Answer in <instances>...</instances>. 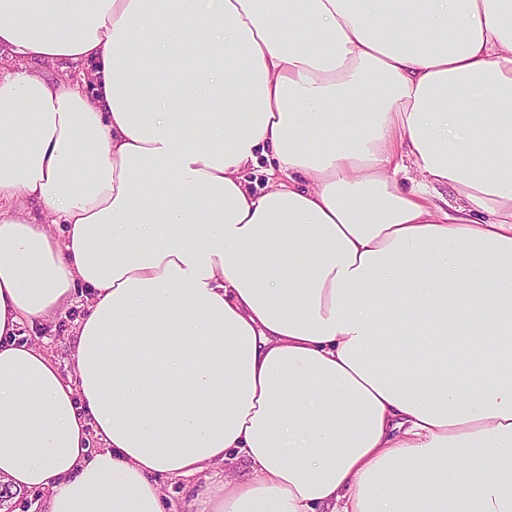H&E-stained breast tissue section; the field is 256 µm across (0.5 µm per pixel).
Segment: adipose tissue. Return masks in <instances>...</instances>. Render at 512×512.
<instances>
[{
  "instance_id": "adipose-tissue-1",
  "label": "adipose tissue",
  "mask_w": 512,
  "mask_h": 512,
  "mask_svg": "<svg viewBox=\"0 0 512 512\" xmlns=\"http://www.w3.org/2000/svg\"><path fill=\"white\" fill-rule=\"evenodd\" d=\"M1 48V482L512 512V0H0ZM78 288L66 374L15 336ZM29 68L30 71L42 75L46 78H57L62 81L73 79L77 74L74 65L69 62H45L42 65H35ZM191 482H187L178 478H166L162 480V490L167 503V511L182 512L184 503L188 502L195 492L190 487Z\"/></svg>"
}]
</instances>
